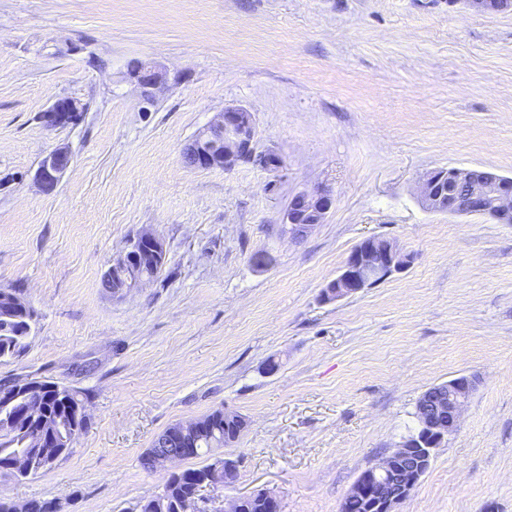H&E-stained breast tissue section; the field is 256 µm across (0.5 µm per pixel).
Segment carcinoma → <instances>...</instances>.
Returning a JSON list of instances; mask_svg holds the SVG:
<instances>
[{"label": "carcinoma", "mask_w": 512, "mask_h": 512, "mask_svg": "<svg viewBox=\"0 0 512 512\" xmlns=\"http://www.w3.org/2000/svg\"><path fill=\"white\" fill-rule=\"evenodd\" d=\"M34 318L33 308L21 303L11 320L0 319V359L13 357L26 348ZM41 385L45 392L39 399L36 415L27 413L25 405L20 403L0 406V415L6 414L11 420L8 426L0 425V471H10L14 455L22 449L30 475L44 472L69 455L76 439L86 431L81 414L84 399L80 398V391L48 381ZM200 421L209 425V429L193 438V458L205 450L231 448L242 437L239 421L226 417L222 409L210 412ZM210 475L209 464L170 475L162 493L146 500L140 512H179L181 496Z\"/></svg>", "instance_id": "1"}]
</instances>
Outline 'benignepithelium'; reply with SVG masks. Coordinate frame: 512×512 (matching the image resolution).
Here are the masks:
<instances>
[{
  "label": "benign epithelium",
  "instance_id": "7a95c632",
  "mask_svg": "<svg viewBox=\"0 0 512 512\" xmlns=\"http://www.w3.org/2000/svg\"><path fill=\"white\" fill-rule=\"evenodd\" d=\"M128 80L139 90L145 104H153L157 90L169 82L167 70L156 63L138 62L129 69ZM85 108L76 100L59 99L43 114L49 128L75 123ZM254 119L241 107H228L217 118L199 130L182 151L183 160L193 169L221 168L233 170L249 163L267 172L282 168L281 158L269 151H257L254 144ZM72 163V154L65 147L46 153L39 162L35 180L45 192L52 191ZM512 186V178L480 168H439L427 173L420 184L419 196L425 209L448 215H481L499 224H512V195L503 188ZM332 207L329 191L317 185L296 193L283 212L281 223L292 227L295 234L321 224ZM166 246L151 230L138 233L130 245L103 273L107 288L114 297H121L154 279L142 271L147 259L153 265L164 266ZM409 265L408 255L388 240L377 237L364 239L347 257L340 274L322 290L326 302L350 297L371 287L378 278H388L403 272ZM448 395L423 396L417 410V430L398 448L374 466L362 472L349 496L361 493L373 499L378 512H397V507L412 492V474L426 470L435 451L458 430L461 415L476 389L475 380L458 376L442 383ZM199 430L196 423H176L169 427L160 447L149 450L152 463L173 466L187 459L189 449L182 440ZM232 470L229 458L213 468L209 486L227 484L226 473Z\"/></svg>",
  "mask_w": 512,
  "mask_h": 512
}]
</instances>
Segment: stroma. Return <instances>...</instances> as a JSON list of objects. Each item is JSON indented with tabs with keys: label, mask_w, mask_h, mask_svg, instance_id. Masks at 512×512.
Segmentation results:
<instances>
[{
	"label": "stroma",
	"mask_w": 512,
	"mask_h": 512,
	"mask_svg": "<svg viewBox=\"0 0 512 512\" xmlns=\"http://www.w3.org/2000/svg\"><path fill=\"white\" fill-rule=\"evenodd\" d=\"M173 76L143 106L133 60ZM64 97L78 125L46 129ZM227 107L255 119L282 169H192L182 149ZM73 162L53 192L41 157ZM439 167L512 177V9L463 0H0V289L36 321L0 380L81 391L90 425L71 454L0 496L63 512H139L168 470L139 459L170 425L246 418L237 481L201 512L271 491L279 512H340L359 475L416 427L430 387L478 383L457 432L399 512H512V224L425 210ZM276 182L268 190V182ZM321 185L324 223L294 236L291 197ZM144 228L161 273L103 290ZM412 262L325 302L365 238ZM281 362L272 375L268 359ZM72 163V154L66 147L46 153L39 162L35 180L44 192L52 191Z\"/></svg>",
	"instance_id": "obj_1"
}]
</instances>
